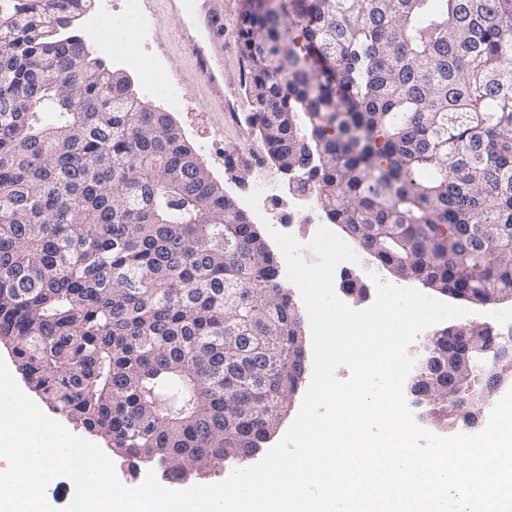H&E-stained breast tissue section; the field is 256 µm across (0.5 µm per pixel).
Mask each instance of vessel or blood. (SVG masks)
<instances>
[{"label": "vessel or blood", "instance_id": "1", "mask_svg": "<svg viewBox=\"0 0 512 512\" xmlns=\"http://www.w3.org/2000/svg\"><path fill=\"white\" fill-rule=\"evenodd\" d=\"M177 22V36L195 56L198 76L212 93L216 109L224 107V0H167Z\"/></svg>", "mask_w": 512, "mask_h": 512}]
</instances>
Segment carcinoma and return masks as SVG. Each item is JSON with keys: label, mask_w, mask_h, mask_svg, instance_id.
<instances>
[{"label": "carcinoma", "mask_w": 512, "mask_h": 512, "mask_svg": "<svg viewBox=\"0 0 512 512\" xmlns=\"http://www.w3.org/2000/svg\"><path fill=\"white\" fill-rule=\"evenodd\" d=\"M0 0V343L113 451L178 469L270 438L298 385L276 260L166 112ZM249 115L332 224L427 286L512 291V0H243Z\"/></svg>", "instance_id": "1"}]
</instances>
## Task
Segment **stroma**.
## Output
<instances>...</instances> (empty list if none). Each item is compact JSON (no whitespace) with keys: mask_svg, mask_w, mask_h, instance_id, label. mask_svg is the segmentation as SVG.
<instances>
[{"mask_svg":"<svg viewBox=\"0 0 512 512\" xmlns=\"http://www.w3.org/2000/svg\"><path fill=\"white\" fill-rule=\"evenodd\" d=\"M240 10L241 0H224V88L234 104L232 113L213 108L209 90L196 74L194 57L175 35L176 23L165 0H153L152 40L145 57L158 80H166L177 72L183 75L184 106L172 112L171 117L213 179L223 186L237 207L246 211L251 207L256 184L272 181L283 185L287 177L270 159L262 158L263 146L247 122L252 107L244 94L248 64L239 46ZM356 256V261L337 266L336 278H350L365 287L363 298H345L351 307L363 309L375 299L376 280L391 283L395 277L364 251H357Z\"/></svg>","mask_w":512,"mask_h":512,"instance_id":"35a3bbf8","label":"stroma"}]
</instances>
